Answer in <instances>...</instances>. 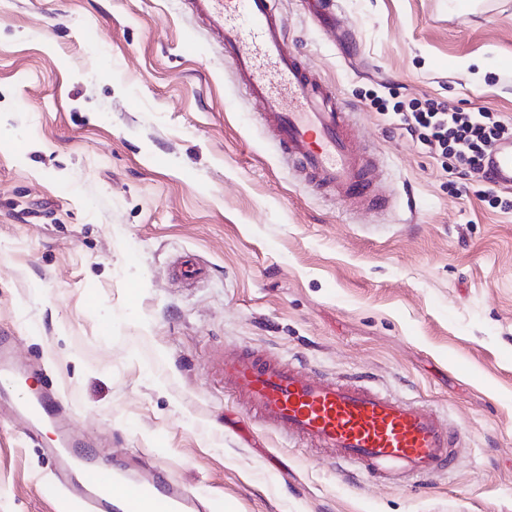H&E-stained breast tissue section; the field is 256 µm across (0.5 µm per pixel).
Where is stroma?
<instances>
[{
	"mask_svg": "<svg viewBox=\"0 0 512 512\" xmlns=\"http://www.w3.org/2000/svg\"><path fill=\"white\" fill-rule=\"evenodd\" d=\"M349 35L278 0L388 203L288 165L182 0H0V336L101 465L153 468L207 512H512V211L448 191L370 101L512 121V0H336ZM199 278L173 275L186 259ZM365 376L436 412L458 463L377 482L264 425L225 355ZM0 390V512L49 492L57 436Z\"/></svg>",
	"mask_w": 512,
	"mask_h": 512,
	"instance_id": "1",
	"label": "stroma"
}]
</instances>
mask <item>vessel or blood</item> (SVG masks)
<instances>
[{
  "label": "vessel or blood",
  "instance_id": "obj_1",
  "mask_svg": "<svg viewBox=\"0 0 512 512\" xmlns=\"http://www.w3.org/2000/svg\"><path fill=\"white\" fill-rule=\"evenodd\" d=\"M184 2L220 44L296 170L349 204L384 205L374 162L355 139L348 113L338 110L331 86L289 50L276 0ZM487 168L495 186L512 190V139L495 144ZM224 382L270 428L326 450L338 464L356 465L375 480L392 473L428 478L453 460L456 430L419 403L391 396L363 377L330 378L299 362L238 353L224 360ZM24 415L34 426H58L54 393H42ZM48 455L55 477L81 470L69 494L85 512H200L198 500L161 472L133 478L116 470L104 482L90 451L66 436H59Z\"/></svg>",
  "mask_w": 512,
  "mask_h": 512
}]
</instances>
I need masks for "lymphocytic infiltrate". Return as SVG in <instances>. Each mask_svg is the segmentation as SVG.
Returning <instances> with one entry per match:
<instances>
[{"mask_svg":"<svg viewBox=\"0 0 512 512\" xmlns=\"http://www.w3.org/2000/svg\"><path fill=\"white\" fill-rule=\"evenodd\" d=\"M398 129L413 142L439 153L443 170L452 176L469 177L485 185L480 195L492 207L512 210V199L504 198L487 186L484 163L489 150L501 139L512 138V123L485 110H447L435 100L396 105L393 108Z\"/></svg>","mask_w":512,"mask_h":512,"instance_id":"obj_1","label":"lymphocytic infiltrate"}]
</instances>
